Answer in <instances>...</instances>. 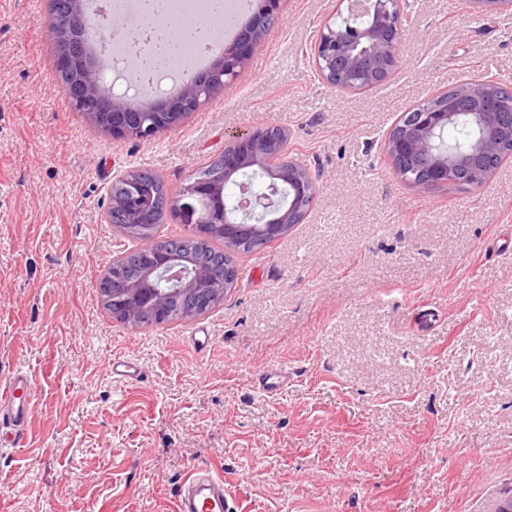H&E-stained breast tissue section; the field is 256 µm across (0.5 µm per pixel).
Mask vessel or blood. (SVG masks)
Wrapping results in <instances>:
<instances>
[{"mask_svg": "<svg viewBox=\"0 0 512 512\" xmlns=\"http://www.w3.org/2000/svg\"><path fill=\"white\" fill-rule=\"evenodd\" d=\"M291 377L287 370L269 369L257 378L259 389L273 396L287 390ZM34 382L28 373L16 372L0 386V446L24 444V429L32 414ZM234 497L221 476L196 470L184 480L175 512H233Z\"/></svg>", "mask_w": 512, "mask_h": 512, "instance_id": "obj_1", "label": "vessel or blood"}]
</instances>
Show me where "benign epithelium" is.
Returning <instances> with one entry per match:
<instances>
[{
  "label": "benign epithelium",
  "mask_w": 512,
  "mask_h": 512,
  "mask_svg": "<svg viewBox=\"0 0 512 512\" xmlns=\"http://www.w3.org/2000/svg\"><path fill=\"white\" fill-rule=\"evenodd\" d=\"M345 1V27L336 28L331 18L323 23L313 47L312 63L325 83L354 92L359 87L344 83L351 72L365 69L369 85L373 86L400 64L397 46L402 38V19L407 16V0H339ZM472 2L490 14L512 11V0ZM280 4L281 0H253L249 21L224 43L208 68L185 74L180 84L181 96L140 90L129 97L106 90L101 84V71L88 61L80 36L87 0H60V13L51 21L65 23L69 31L57 57L63 91L94 122L112 116V138L153 137L158 132L156 124L133 121L129 114L158 117L162 112H190L203 105L234 81L245 61L263 47L266 32L278 19ZM506 96L512 99L511 87L485 79H473L436 94L399 121L385 142L386 153L395 164L403 160L416 162L425 171L423 186L451 184L450 174L480 185L490 175L483 167L486 158L497 156L502 161L512 155V112H504L498 106ZM273 135L277 136L280 150H285L288 134L279 128L256 126L232 137L224 147V182H193L179 195L181 199L195 200L200 205L198 223L225 231L224 241L228 243L237 238L281 237L303 222V202L317 194L316 182L303 163L281 155L278 167L270 166L268 141ZM254 177L260 178L265 188L251 193L249 205L224 201L223 211L209 209L210 199L223 201L225 182L240 185L242 180ZM152 264L157 281L166 287L146 290L126 284L115 275L110 281L101 280V296L123 299L121 319L132 323L146 312L163 321L178 298L185 302L187 314L192 317L209 309L217 293L208 285L204 270L168 258L159 262L155 254Z\"/></svg>",
  "instance_id": "benign-epithelium-1"
}]
</instances>
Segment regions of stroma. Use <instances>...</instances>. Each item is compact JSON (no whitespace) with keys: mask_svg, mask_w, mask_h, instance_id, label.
<instances>
[{"mask_svg":"<svg viewBox=\"0 0 512 512\" xmlns=\"http://www.w3.org/2000/svg\"><path fill=\"white\" fill-rule=\"evenodd\" d=\"M336 0H284L240 77L149 140L66 99L49 0H0V384L35 382L0 512H175L203 467L238 512H495L512 497V158L481 185L413 186L385 154L403 112L477 78L512 86V13L409 0L399 69L344 92L308 52ZM285 128L318 193L304 223L234 253L205 314L135 326L99 282L134 249L109 223L134 170L171 192L229 138ZM207 348L191 342L198 330ZM137 362L135 383L113 360ZM288 370L278 396L255 380Z\"/></svg>","mask_w":512,"mask_h":512,"instance_id":"stroma-1","label":"stroma"}]
</instances>
